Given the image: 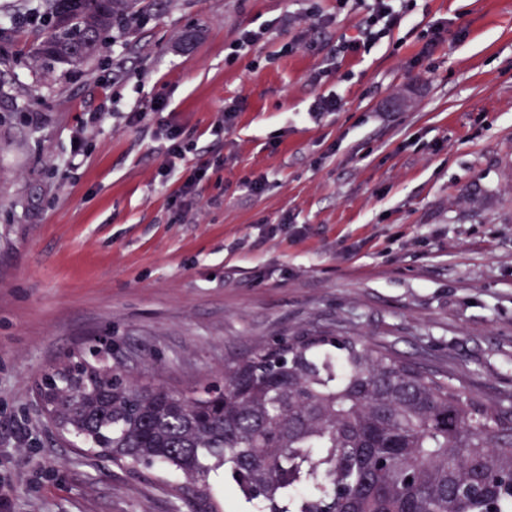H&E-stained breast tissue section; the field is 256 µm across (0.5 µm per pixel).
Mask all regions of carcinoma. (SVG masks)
<instances>
[{"instance_id":"1","label":"carcinoma","mask_w":512,"mask_h":512,"mask_svg":"<svg viewBox=\"0 0 512 512\" xmlns=\"http://www.w3.org/2000/svg\"><path fill=\"white\" fill-rule=\"evenodd\" d=\"M143 0H17L39 69L90 68ZM43 375L47 419L133 475L167 474L198 512H512L507 411L446 372L321 329L255 346L221 388L141 385L81 359ZM224 471V490L211 475Z\"/></svg>"}]
</instances>
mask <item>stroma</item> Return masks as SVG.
I'll return each mask as SVG.
<instances>
[{
    "label": "stroma",
    "instance_id": "35a3bbf8",
    "mask_svg": "<svg viewBox=\"0 0 512 512\" xmlns=\"http://www.w3.org/2000/svg\"><path fill=\"white\" fill-rule=\"evenodd\" d=\"M310 6L332 25L280 55ZM275 17L225 63L239 29ZM360 18L336 0H152L95 68L45 77L21 55L29 28L0 41L12 82L38 91L0 99V512H194L161 479L59 441L40 412L42 373L99 336L103 364L189 391L256 345L338 326L512 411V0H417L399 51L312 84ZM437 20L448 29L419 60ZM329 92L341 109L303 119ZM173 127L180 156L165 153Z\"/></svg>",
    "mask_w": 512,
    "mask_h": 512
}]
</instances>
